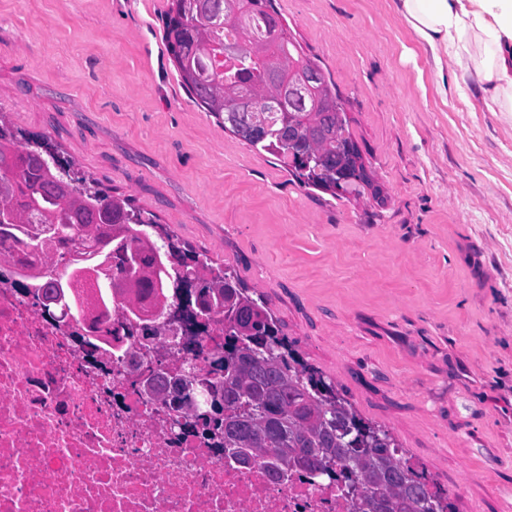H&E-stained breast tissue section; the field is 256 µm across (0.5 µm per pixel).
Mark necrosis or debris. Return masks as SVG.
I'll list each match as a JSON object with an SVG mask.
<instances>
[{
  "mask_svg": "<svg viewBox=\"0 0 512 512\" xmlns=\"http://www.w3.org/2000/svg\"><path fill=\"white\" fill-rule=\"evenodd\" d=\"M26 280L0 246V512H353L343 482L228 464L194 412L139 393L141 367L205 375L223 316L171 330L124 288L48 314Z\"/></svg>",
  "mask_w": 512,
  "mask_h": 512,
  "instance_id": "necrosis-or-debris-1",
  "label": "necrosis or debris"
}]
</instances>
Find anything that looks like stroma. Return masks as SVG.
<instances>
[{"label":"stroma","instance_id":"1","mask_svg":"<svg viewBox=\"0 0 512 512\" xmlns=\"http://www.w3.org/2000/svg\"><path fill=\"white\" fill-rule=\"evenodd\" d=\"M381 199L307 187L201 109L171 0H0V112L235 271L453 512H512V114L471 109L391 0H274Z\"/></svg>","mask_w":512,"mask_h":512}]
</instances>
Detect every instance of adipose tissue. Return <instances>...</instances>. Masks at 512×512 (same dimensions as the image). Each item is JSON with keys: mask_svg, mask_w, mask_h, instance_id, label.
Instances as JSON below:
<instances>
[{"mask_svg": "<svg viewBox=\"0 0 512 512\" xmlns=\"http://www.w3.org/2000/svg\"><path fill=\"white\" fill-rule=\"evenodd\" d=\"M436 73L470 78L488 112L512 114V0H393Z\"/></svg>", "mask_w": 512, "mask_h": 512, "instance_id": "1", "label": "adipose tissue"}]
</instances>
